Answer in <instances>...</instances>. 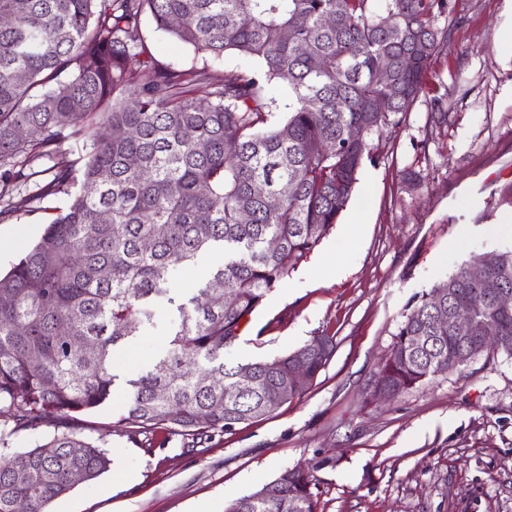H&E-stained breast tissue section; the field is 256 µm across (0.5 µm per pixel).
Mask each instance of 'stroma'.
<instances>
[{
  "instance_id": "1",
  "label": "stroma",
  "mask_w": 512,
  "mask_h": 512,
  "mask_svg": "<svg viewBox=\"0 0 512 512\" xmlns=\"http://www.w3.org/2000/svg\"><path fill=\"white\" fill-rule=\"evenodd\" d=\"M462 23L434 57V89L405 121L371 136L355 194L335 228L270 293L226 358L249 361L335 337L309 388L273 414L201 442L158 429L132 434L127 394L76 429L110 453L109 471L47 512H226L237 498L296 466H312L322 512H512V358L486 353L459 370L367 404L366 392L409 306L475 255L512 250L495 224L512 213V0H457ZM159 64L202 66L204 54L145 24ZM446 113L443 124L434 113ZM419 174L406 184L405 171ZM0 223V272L41 237L48 209ZM365 220L355 224L356 212ZM336 273H321L323 258ZM0 429V464L51 437Z\"/></svg>"
}]
</instances>
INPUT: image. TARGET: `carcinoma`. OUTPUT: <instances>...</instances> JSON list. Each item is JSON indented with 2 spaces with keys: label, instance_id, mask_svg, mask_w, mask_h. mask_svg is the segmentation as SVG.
Returning <instances> with one entry per match:
<instances>
[{
  "label": "carcinoma",
  "instance_id": "cac0c4a2",
  "mask_svg": "<svg viewBox=\"0 0 512 512\" xmlns=\"http://www.w3.org/2000/svg\"><path fill=\"white\" fill-rule=\"evenodd\" d=\"M147 16L178 43L233 57V69L158 65ZM460 23L451 0H0V223L68 196L0 276V424L61 420L50 440L0 464V512H46L75 487L73 472L91 483L109 470L108 450L73 424L112 403L114 353L161 307L167 346L126 380L124 420L140 432L231 431L285 404L294 360L317 378L330 358L312 339L245 363L224 354L330 234L368 139L426 93L431 61ZM386 98L388 111H375ZM207 255L224 261L189 297L176 294V272ZM502 256L479 282L465 276L473 256L440 284L451 296L443 309L468 305L498 339L460 342L425 292L398 325L376 388L398 396L455 371L464 347L512 358V311L495 304L512 291V251ZM245 369L252 383L241 392ZM315 489L310 471L286 469L228 512H319Z\"/></svg>",
  "mask_w": 512,
  "mask_h": 512
}]
</instances>
